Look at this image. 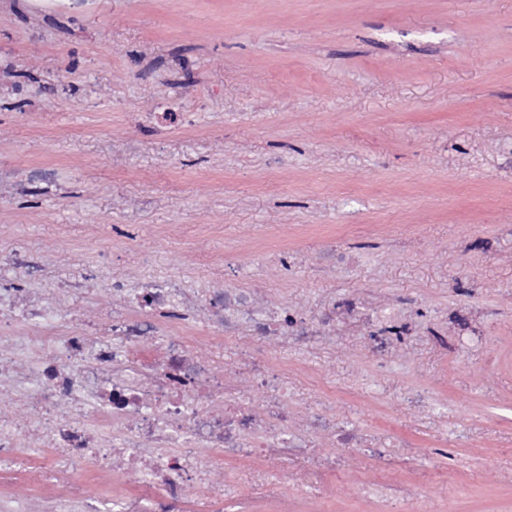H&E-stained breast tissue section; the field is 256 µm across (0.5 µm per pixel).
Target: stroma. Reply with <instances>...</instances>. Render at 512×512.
I'll return each mask as SVG.
<instances>
[{"mask_svg":"<svg viewBox=\"0 0 512 512\" xmlns=\"http://www.w3.org/2000/svg\"><path fill=\"white\" fill-rule=\"evenodd\" d=\"M0 60V255L40 292L99 268L61 311L107 322L116 278L232 281L314 322L346 300L413 321L383 361L359 318L267 344L289 416L373 445L229 456L216 486L257 512H512V0H0ZM157 112L193 121L167 133ZM206 328L183 333L225 395L261 401L252 337ZM381 478L404 502L365 498ZM72 483L138 494L84 460L0 479V505L38 512Z\"/></svg>","mask_w":512,"mask_h":512,"instance_id":"1","label":"stroma"}]
</instances>
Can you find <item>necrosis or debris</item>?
Segmentation results:
<instances>
[{
  "label": "necrosis or debris",
  "mask_w": 512,
  "mask_h": 512,
  "mask_svg": "<svg viewBox=\"0 0 512 512\" xmlns=\"http://www.w3.org/2000/svg\"><path fill=\"white\" fill-rule=\"evenodd\" d=\"M8 261L16 274L0 279V324L22 319L46 331L13 333L0 346V384L23 389L42 416L23 425L0 413V474L22 471L29 483L42 485L61 464L87 460L106 474L137 475L136 504L118 512H191L190 484L205 490V512H223L230 491L213 487L210 472L226 456L308 448L319 431L331 432L348 451L368 443L367 434L322 416L293 426L281 406L286 387L258 350L248 351L243 365L252 386L263 389V403L225 396L223 376L180 334L203 313L220 335L245 329L259 340L285 336L303 343L359 316L361 303L331 308L313 325L287 308L261 304L253 287L199 290L117 280L118 303L100 328L60 318L53 298L22 287L28 260L12 255Z\"/></svg>",
  "instance_id": "1"
}]
</instances>
